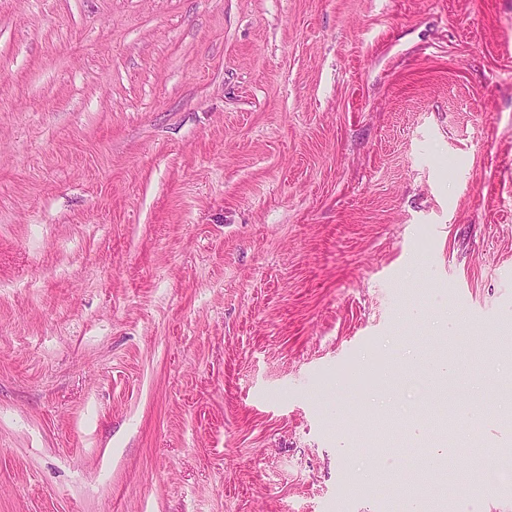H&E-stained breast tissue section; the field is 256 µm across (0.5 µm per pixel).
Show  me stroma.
<instances>
[{"label":"stroma","mask_w":512,"mask_h":512,"mask_svg":"<svg viewBox=\"0 0 512 512\" xmlns=\"http://www.w3.org/2000/svg\"><path fill=\"white\" fill-rule=\"evenodd\" d=\"M511 378L512 0H0V512H512Z\"/></svg>","instance_id":"35a3bbf8"}]
</instances>
